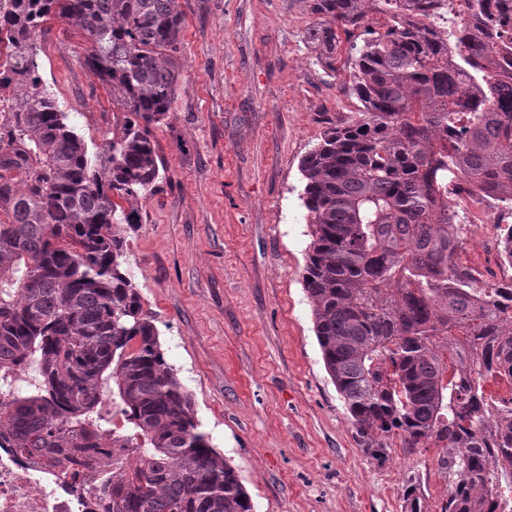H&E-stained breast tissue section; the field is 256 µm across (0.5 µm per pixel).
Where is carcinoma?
<instances>
[{
	"label": "carcinoma",
	"instance_id": "obj_1",
	"mask_svg": "<svg viewBox=\"0 0 512 512\" xmlns=\"http://www.w3.org/2000/svg\"><path fill=\"white\" fill-rule=\"evenodd\" d=\"M307 40L340 36L361 108L302 159L311 226L304 288L326 371L379 464L439 448V512H512V281L486 289L458 261L463 178L512 204V0H311ZM80 28L84 63L122 112L89 153L44 85L38 38ZM176 0H0V438L67 461L127 448L112 512H254L200 430L127 274L125 229L160 178L150 127L168 116ZM32 366L34 381L15 385ZM406 512H426L417 480Z\"/></svg>",
	"mask_w": 512,
	"mask_h": 512
}]
</instances>
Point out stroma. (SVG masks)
Masks as SVG:
<instances>
[{
	"mask_svg": "<svg viewBox=\"0 0 512 512\" xmlns=\"http://www.w3.org/2000/svg\"><path fill=\"white\" fill-rule=\"evenodd\" d=\"M178 88L150 136L163 164L125 234L127 269L166 358L254 512H405L416 476L448 496L437 448L377 464L325 370L304 289L310 241L301 162L359 108L346 55L306 41L310 0H177ZM82 34L50 22L41 75L88 147L121 113L84 63Z\"/></svg>",
	"mask_w": 512,
	"mask_h": 512,
	"instance_id": "35a3bbf8",
	"label": "stroma"
}]
</instances>
